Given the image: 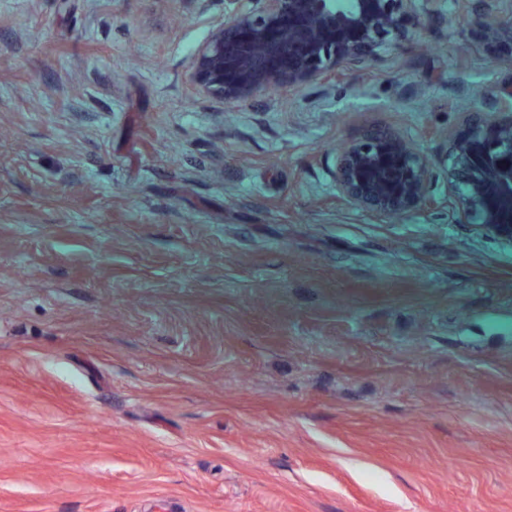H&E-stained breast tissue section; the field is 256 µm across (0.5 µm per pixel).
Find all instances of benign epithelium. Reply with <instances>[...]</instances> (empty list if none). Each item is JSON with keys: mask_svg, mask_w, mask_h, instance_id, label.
I'll return each mask as SVG.
<instances>
[{"mask_svg": "<svg viewBox=\"0 0 512 512\" xmlns=\"http://www.w3.org/2000/svg\"><path fill=\"white\" fill-rule=\"evenodd\" d=\"M436 0H250L224 14L192 61L190 80L221 101H242L270 88L296 90L338 70L369 66L378 51L425 23ZM474 32L512 44V19L487 9ZM501 111L475 112L469 138L448 140V206L483 228L512 238L500 201L512 195V86L498 93ZM430 161L399 134L371 130L336 152V182L354 206L392 218L427 204Z\"/></svg>", "mask_w": 512, "mask_h": 512, "instance_id": "1", "label": "benign epithelium"}]
</instances>
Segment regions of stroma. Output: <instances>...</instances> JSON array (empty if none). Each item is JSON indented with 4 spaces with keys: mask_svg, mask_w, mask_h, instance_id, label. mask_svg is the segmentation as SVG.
<instances>
[{
    "mask_svg": "<svg viewBox=\"0 0 512 512\" xmlns=\"http://www.w3.org/2000/svg\"><path fill=\"white\" fill-rule=\"evenodd\" d=\"M227 0H0V512H512V239L447 140L512 51L439 0L364 70L227 104ZM370 129L428 207L351 205ZM430 161L399 134L371 130L336 152V182L354 206L392 218L427 204Z\"/></svg>",
    "mask_w": 512,
    "mask_h": 512,
    "instance_id": "obj_1",
    "label": "stroma"
}]
</instances>
